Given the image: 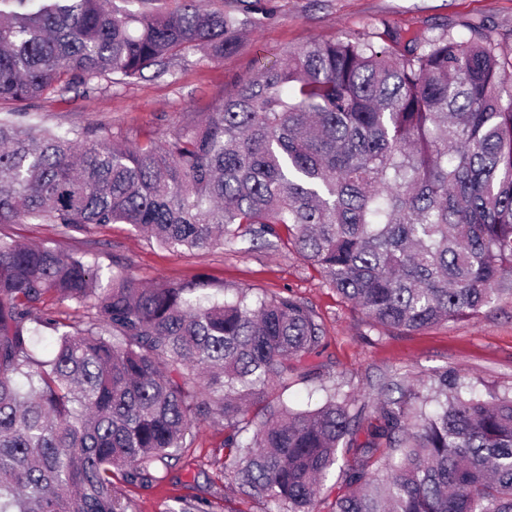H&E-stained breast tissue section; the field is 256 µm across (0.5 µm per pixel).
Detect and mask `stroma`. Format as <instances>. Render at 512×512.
Wrapping results in <instances>:
<instances>
[{
    "label": "stroma",
    "instance_id": "1",
    "mask_svg": "<svg viewBox=\"0 0 512 512\" xmlns=\"http://www.w3.org/2000/svg\"><path fill=\"white\" fill-rule=\"evenodd\" d=\"M264 24L245 36L234 53L208 58L191 51L163 76L145 71L128 84L101 82L89 92L76 84L63 94L27 105L34 122L63 133L87 128L127 144L146 137L167 140L212 111L237 84L275 66L289 51L313 39H368L389 46L388 31L427 40L450 31L466 37L471 27L491 34L512 52V0H263ZM0 233L87 253L102 267L120 262L145 283L205 281L210 293L291 295L313 307L324 327L323 349L311 357L309 377H292L284 390L303 407L333 391L373 410L379 388L392 377L415 383L443 369L457 370L477 390H512V298H501L471 318L414 332L371 326L365 314L325 286L294 248L276 250L242 243L188 253L158 246L127 224L93 226L61 235L53 224H0ZM192 445L183 449L151 488L122 485L134 512H165L177 497L206 498L209 512H266L245 499L224 470V423L198 419Z\"/></svg>",
    "mask_w": 512,
    "mask_h": 512
}]
</instances>
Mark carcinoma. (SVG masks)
<instances>
[{
    "label": "carcinoma",
    "instance_id": "carcinoma-1",
    "mask_svg": "<svg viewBox=\"0 0 512 512\" xmlns=\"http://www.w3.org/2000/svg\"><path fill=\"white\" fill-rule=\"evenodd\" d=\"M0 0V224L69 236L129 224L172 250L289 243L375 325L416 331L512 295V94L482 33L389 51L311 41L172 139L132 145L33 124L22 106L234 50L261 0ZM119 266L0 237V512H129L196 415L224 421V470L267 512H512V393L458 372L395 379L374 414L335 391L295 408L275 383L320 353L291 296L209 300ZM53 295L86 314L66 324ZM51 331L38 354L37 328ZM399 397L394 398L391 392ZM343 464H338V461Z\"/></svg>",
    "mask_w": 512,
    "mask_h": 512
}]
</instances>
